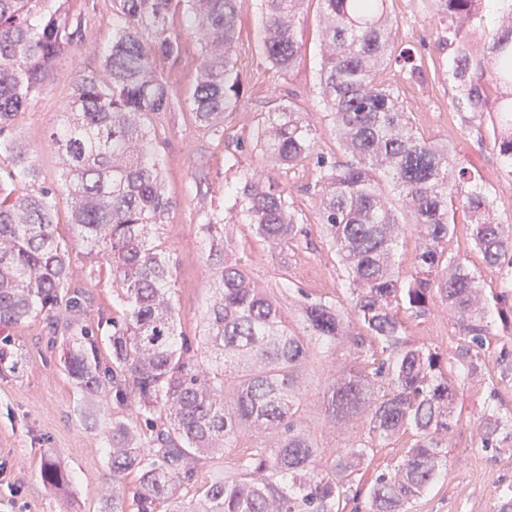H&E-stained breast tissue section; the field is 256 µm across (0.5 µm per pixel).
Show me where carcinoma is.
Here are the masks:
<instances>
[{
    "label": "carcinoma",
    "instance_id": "1",
    "mask_svg": "<svg viewBox=\"0 0 512 512\" xmlns=\"http://www.w3.org/2000/svg\"><path fill=\"white\" fill-rule=\"evenodd\" d=\"M68 0H0V327L43 317L63 323L64 367L89 396L112 394L136 420L112 418V512H340L352 483L377 447L406 432L413 443L394 467L374 475L368 512H409L448 466V435L459 422L458 387L478 374L479 349L495 322L512 329V224L494 213L491 192L446 141L422 136L400 95L381 79L394 68L420 75L411 49L395 44L386 0H317L329 20L320 81L336 138L352 155L345 165L317 158L319 220L345 273L347 301L366 335H353L333 299L304 296L290 325L278 302L254 285L246 267L224 257L201 331L186 335L175 306V280L163 247L166 194L153 120L172 94L158 63L179 53L169 30L177 10L202 41L189 108L195 123L218 135L234 110L241 78L234 60L241 0H113L119 24L97 73L72 85L66 112L52 128L58 185H47L25 145L10 133L53 74L59 58L83 40L86 24ZM308 0H262L264 53L291 71L299 58V15ZM450 21L448 78L457 106L474 126L490 119L493 149L512 176V23L484 52H470L463 28L483 20V0H429ZM304 113L288 106L258 126L257 141L281 168L313 152ZM396 190L391 199L385 187ZM65 208L90 273L107 265L119 309L108 324L109 358L84 320L86 300L70 290V254L57 238ZM235 207L277 254L299 242L298 219L272 175L243 176ZM473 249L501 272L502 291H482L477 273L448 253L458 215ZM210 246L224 240L223 220L200 224ZM415 232L408 267L400 239ZM448 305L462 344L455 356L406 338V318ZM371 344H366V338ZM384 356L374 357L373 344ZM356 347L367 368L345 367L326 383L324 417L355 427L344 448L325 458L304 424V367L313 355ZM268 438L240 451L228 470L192 494L204 461L245 432ZM483 447L512 439V413L490 410ZM136 475L131 494L118 482ZM42 478L65 493L69 476L47 460Z\"/></svg>",
    "mask_w": 512,
    "mask_h": 512
}]
</instances>
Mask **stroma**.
<instances>
[{
    "instance_id": "35a3bbf8",
    "label": "stroma",
    "mask_w": 512,
    "mask_h": 512,
    "mask_svg": "<svg viewBox=\"0 0 512 512\" xmlns=\"http://www.w3.org/2000/svg\"><path fill=\"white\" fill-rule=\"evenodd\" d=\"M72 14L87 21L86 37L64 55L46 90L18 114L14 136L29 149L46 183H55L57 154L49 130L65 111L75 78L100 71L102 52L118 23L112 0H69ZM398 45L410 48L422 64L414 81L388 76L425 136L453 142L457 158L481 177L490 189L496 214L512 219V178L487 139L468 124V112L455 106V88L448 80L449 52L440 42L445 22L423 8L421 0H388ZM261 0H242L235 60L243 81L238 107L224 115V132L216 137L196 126L188 99L201 55L196 34L184 31L181 14L169 25L181 31L178 57L160 62L159 72L173 94L174 107L157 124V150L166 191L175 202L166 218L163 238L176 262V306L182 330L198 334L202 316L213 296V263L200 230L206 215L224 217L228 255L246 265L258 287L291 315L304 296H326L344 301L343 270L318 222L314 185L317 156L338 164L351 157L338 145L326 115L319 84V45L327 24L316 0H307L298 23L300 58L294 69L277 72L261 44ZM292 106L305 114L317 130L313 157L290 169L272 171L256 140L255 130L268 113ZM264 177L275 173L286 188L303 228L299 247L288 256L274 254L248 223L230 214L232 196L243 172ZM58 235L69 249V285L87 296L84 318L105 325L116 310L108 269L89 277L83 247L66 222ZM408 337L416 345L453 355L459 340L453 318L444 305H434L424 317L409 319ZM0 351V512H108L112 473L108 467L112 446L111 398L87 397L64 370L62 329L38 318L10 327ZM503 329H494L480 352L482 375L462 383L456 403L460 416L448 438V468L432 490L414 500L410 512H512V439L495 448H483L481 421L490 408L512 412V366L499 359ZM354 358L336 352L323 359L319 378L306 382L304 420L327 452H335L349 433L333 426L320 413L319 396L325 381ZM66 468L72 483L66 494L46 487L40 469L45 460Z\"/></svg>"
}]
</instances>
